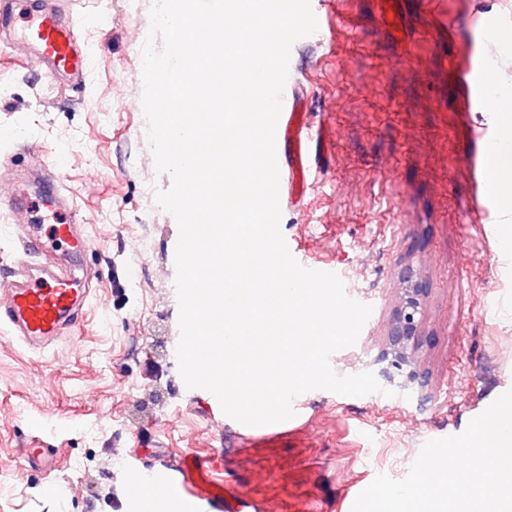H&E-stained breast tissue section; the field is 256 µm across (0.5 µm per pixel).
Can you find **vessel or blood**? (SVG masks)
Returning <instances> with one entry per match:
<instances>
[{"mask_svg":"<svg viewBox=\"0 0 512 512\" xmlns=\"http://www.w3.org/2000/svg\"><path fill=\"white\" fill-rule=\"evenodd\" d=\"M0 27L12 30L15 45L30 50L49 74L66 76L73 85L84 81L90 62L77 37V24L58 9H36L27 0H0ZM304 121L280 115L277 141L296 137L297 150L289 168L303 167L308 138ZM67 211L65 222L42 228L35 207ZM0 207L12 214L15 236L28 263L12 280L0 285V326L10 328L32 348L50 345L77 327L84 291L76 264L96 248L84 231L83 218L73 202L52 182L19 181Z\"/></svg>","mask_w":512,"mask_h":512,"instance_id":"obj_1","label":"vessel or blood"}]
</instances>
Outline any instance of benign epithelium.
<instances>
[{
  "label": "benign epithelium",
  "mask_w": 512,
  "mask_h": 512,
  "mask_svg": "<svg viewBox=\"0 0 512 512\" xmlns=\"http://www.w3.org/2000/svg\"><path fill=\"white\" fill-rule=\"evenodd\" d=\"M425 294L421 275L406 269L400 278L398 306L389 324L388 342L380 359L385 364L381 373L389 382L403 376L406 385L410 386L419 379L416 367L421 360Z\"/></svg>",
  "instance_id": "obj_1"
}]
</instances>
